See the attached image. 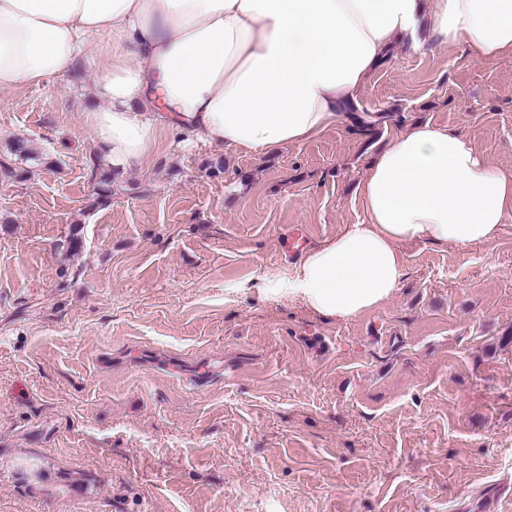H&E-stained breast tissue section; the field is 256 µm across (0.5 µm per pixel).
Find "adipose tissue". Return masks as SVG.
<instances>
[{
	"label": "adipose tissue",
	"instance_id": "1",
	"mask_svg": "<svg viewBox=\"0 0 512 512\" xmlns=\"http://www.w3.org/2000/svg\"><path fill=\"white\" fill-rule=\"evenodd\" d=\"M424 19L438 44L512 54V0H0V91L66 75L100 34L86 121L114 168L147 162L163 129L271 152L336 122ZM358 191L366 223L307 251L291 288L331 318L397 292L398 243L487 244L512 216V172L428 123L377 154Z\"/></svg>",
	"mask_w": 512,
	"mask_h": 512
}]
</instances>
